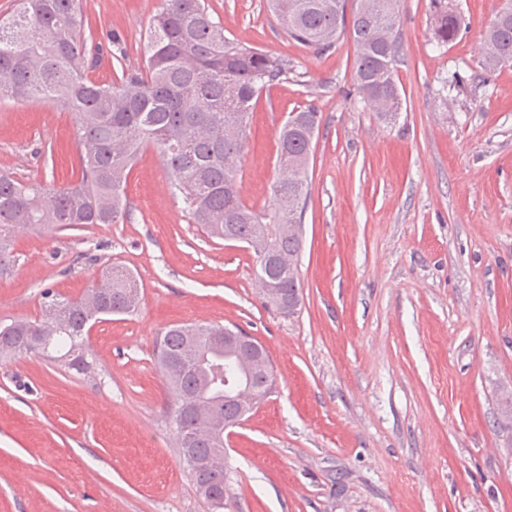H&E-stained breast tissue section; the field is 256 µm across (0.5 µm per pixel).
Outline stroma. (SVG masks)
<instances>
[{"label":"stroma","instance_id":"obj_1","mask_svg":"<svg viewBox=\"0 0 512 512\" xmlns=\"http://www.w3.org/2000/svg\"><path fill=\"white\" fill-rule=\"evenodd\" d=\"M465 32L436 48L430 0H399L402 109L378 119L353 87L343 32L316 54L266 0H208L240 45L288 60L252 114L238 185L271 207L278 137L314 106L299 260L302 301L266 305L251 252L189 220L158 154L141 151L120 224L16 235L0 322L75 299L120 263L143 295L94 324L101 381L39 355L0 359V512H214L179 460L159 329L236 325L266 348L276 386L224 439L223 512H512V65L484 74L479 45L501 0H450ZM160 0H82L88 77L143 66ZM124 61H116L117 49ZM463 81L446 87L449 73ZM78 183L74 115L0 102V172Z\"/></svg>","mask_w":512,"mask_h":512}]
</instances>
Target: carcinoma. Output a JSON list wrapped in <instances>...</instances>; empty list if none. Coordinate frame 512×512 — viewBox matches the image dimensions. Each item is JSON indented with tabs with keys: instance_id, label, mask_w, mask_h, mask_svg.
Returning <instances> with one entry per match:
<instances>
[{
	"instance_id": "carcinoma-1",
	"label": "carcinoma",
	"mask_w": 512,
	"mask_h": 512,
	"mask_svg": "<svg viewBox=\"0 0 512 512\" xmlns=\"http://www.w3.org/2000/svg\"><path fill=\"white\" fill-rule=\"evenodd\" d=\"M288 36L319 53L351 26L358 93L378 116L392 121L401 108L396 66L402 49L397 0H358L347 17L348 0H266ZM432 26L439 47L463 31V18L448 0H431ZM81 0H15L0 15V100L30 99L62 106L75 114V143L82 165L77 185L19 182L0 174V275L11 268L10 247L22 228L118 224L126 216L123 195L137 154L156 150L171 173L174 194L190 218L212 238L252 244L255 275L300 302L297 269L276 258L299 261L301 236L265 237V224H300L308 198L306 171L319 130L313 107L291 112L279 137L280 177L274 204L256 209L243 202L238 168L248 148L249 119L262 91L288 73L281 58L241 46L224 36L206 0H162L149 23L143 70L99 83L86 74L87 39L82 35ZM512 64V0L503 3L480 46L487 73ZM140 304L138 284L119 264L103 267L78 299L44 293L38 320L0 323V356L41 352L79 374L91 372L85 337L97 320L128 314ZM224 325L177 324L160 330L158 363L173 396L171 422L179 452L194 456L190 475L211 506L224 507V423L239 419L235 396L225 391L233 371L225 362ZM198 362L183 368L190 347ZM260 398L273 387L261 372L244 380ZM206 489H201V486Z\"/></svg>"
}]
</instances>
